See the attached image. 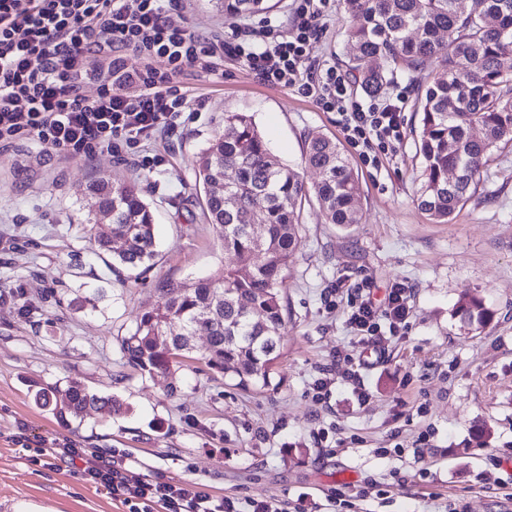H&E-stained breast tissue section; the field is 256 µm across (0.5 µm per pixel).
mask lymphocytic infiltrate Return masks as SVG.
<instances>
[{
    "label": "lymphocytic infiltrate",
    "mask_w": 512,
    "mask_h": 512,
    "mask_svg": "<svg viewBox=\"0 0 512 512\" xmlns=\"http://www.w3.org/2000/svg\"><path fill=\"white\" fill-rule=\"evenodd\" d=\"M174 0H0V149L24 140L48 153L89 160L119 146H134L173 126L188 102L177 85L190 68L209 70L210 60L230 53L260 83L292 88L335 112L348 144L364 163L375 149L392 150L403 139V97L365 100L336 67L310 63L329 0H300L288 35L270 22L199 35L169 24ZM146 65L128 69L126 54ZM96 83L97 94L83 88ZM348 323L359 343L408 325L410 294L395 284L384 305L366 288L348 299ZM56 455L74 462V477L102 487L128 512H284L280 500L212 497L199 484L158 476H131L130 460L103 459L62 440Z\"/></svg>",
    "instance_id": "obj_1"
}]
</instances>
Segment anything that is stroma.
<instances>
[{
  "label": "stroma",
  "mask_w": 512,
  "mask_h": 512,
  "mask_svg": "<svg viewBox=\"0 0 512 512\" xmlns=\"http://www.w3.org/2000/svg\"><path fill=\"white\" fill-rule=\"evenodd\" d=\"M295 8L294 0H267L263 12L229 16L214 0H178L168 19L199 34L269 20L284 34ZM322 24L312 60L349 71L342 0H330ZM439 68L430 61L394 72L382 88L406 98L405 136L376 164L358 165L361 223H327L316 200L303 203L299 251L285 272L291 318L263 389L240 390L209 370L205 335L173 377L131 368L120 339L165 284L211 277L227 260L196 181L199 155L225 114H252L271 152L310 185L319 174L302 162L308 134L349 149L335 113L257 82L227 55L211 72L180 77L192 109L152 140L91 160L49 157L33 141L0 152V512L31 504L126 512L48 454L65 438L107 458L129 456L134 476L198 482L218 498H275L286 512L304 489L307 512H448L453 503L512 512V147L495 153L478 193L450 222L417 208L415 102ZM145 156L153 165L141 166ZM102 177L141 184L156 213L158 255L145 274L92 253L83 236L92 201L80 190ZM396 283L410 291V324L377 337L361 403L342 373L362 347L346 301L327 302L338 285L370 286L381 300ZM466 294L490 310L486 326L467 329L455 316ZM68 378L114 396L121 410L63 426L34 404L27 383ZM321 378L331 392L319 403ZM342 484L368 491L328 507L327 494Z\"/></svg>",
  "instance_id": "1"
}]
</instances>
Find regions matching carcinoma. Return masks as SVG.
Listing matches in <instances>:
<instances>
[{"instance_id":"1","label":"carcinoma","mask_w":512,"mask_h":512,"mask_svg":"<svg viewBox=\"0 0 512 512\" xmlns=\"http://www.w3.org/2000/svg\"><path fill=\"white\" fill-rule=\"evenodd\" d=\"M224 12L256 13L265 0H222ZM476 13L461 0H344L351 68L362 88L377 92L398 70L438 59L441 67L417 102L422 132L418 151L423 173L414 192L417 207L446 223L476 193L494 152L512 145V73L501 60L512 54V0H482ZM481 135H474V130ZM303 162L320 174L315 199L329 223L358 224L362 218L358 173L336 142L317 133L306 139ZM233 169L237 177L212 186ZM198 182L205 192L208 224L233 262L217 275L168 283L161 302L143 312L120 340L127 363L148 373H171L193 350V336H208L206 366L244 389L270 384L290 317L282 293L284 272L300 246L297 207L309 198L298 174L267 148L252 116L230 112L224 133L200 157ZM84 194L112 213L110 235L85 238L100 251L116 252L126 268L148 269L157 256L155 216L135 185L100 179ZM464 327L491 319L482 300L462 297L455 310ZM37 406L62 424L88 409L112 413L117 401L91 391L78 379L29 384Z\"/></svg>"}]
</instances>
